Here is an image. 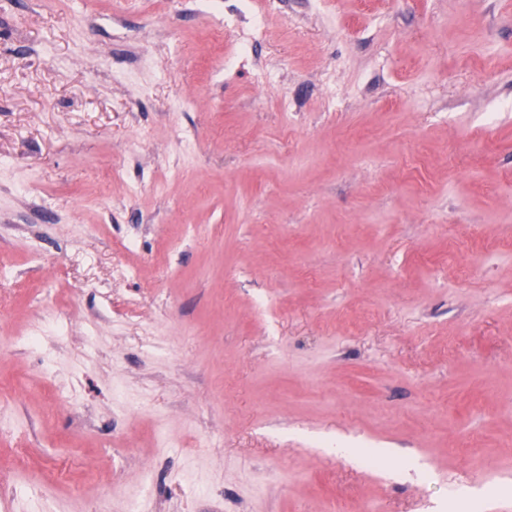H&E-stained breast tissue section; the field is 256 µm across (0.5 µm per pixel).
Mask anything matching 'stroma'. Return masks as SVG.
<instances>
[{
  "label": "stroma",
  "mask_w": 512,
  "mask_h": 512,
  "mask_svg": "<svg viewBox=\"0 0 512 512\" xmlns=\"http://www.w3.org/2000/svg\"><path fill=\"white\" fill-rule=\"evenodd\" d=\"M511 237L512 0H0V512H512Z\"/></svg>",
  "instance_id": "obj_1"
}]
</instances>
